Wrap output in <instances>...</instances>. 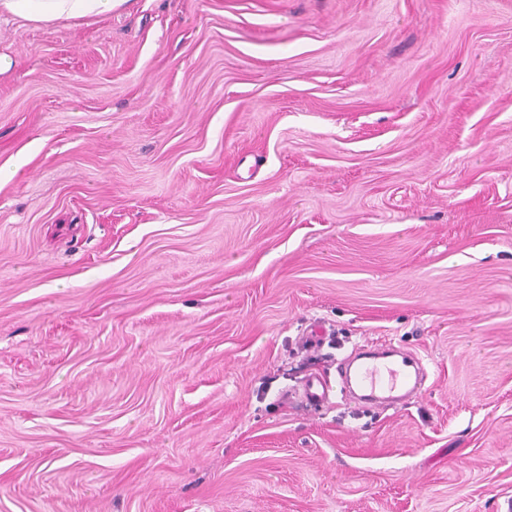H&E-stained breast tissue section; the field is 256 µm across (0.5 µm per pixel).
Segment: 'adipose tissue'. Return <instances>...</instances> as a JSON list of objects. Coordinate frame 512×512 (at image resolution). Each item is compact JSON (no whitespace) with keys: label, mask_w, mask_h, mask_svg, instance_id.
Segmentation results:
<instances>
[{"label":"adipose tissue","mask_w":512,"mask_h":512,"mask_svg":"<svg viewBox=\"0 0 512 512\" xmlns=\"http://www.w3.org/2000/svg\"><path fill=\"white\" fill-rule=\"evenodd\" d=\"M122 2L123 0H0V15L10 14L49 24L80 16L107 15Z\"/></svg>","instance_id":"1"}]
</instances>
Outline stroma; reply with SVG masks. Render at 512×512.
Returning a JSON list of instances; mask_svg holds the SVG:
<instances>
[{"instance_id":"1","label":"stroma","mask_w":512,"mask_h":512,"mask_svg":"<svg viewBox=\"0 0 512 512\" xmlns=\"http://www.w3.org/2000/svg\"><path fill=\"white\" fill-rule=\"evenodd\" d=\"M0 54V512H512V0H126ZM385 343L411 403L299 401ZM330 388V383L325 377L313 375L305 381L302 400L310 404L322 403L329 397Z\"/></svg>"}]
</instances>
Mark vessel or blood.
<instances>
[{"label":"vessel or blood","mask_w":512,"mask_h":512,"mask_svg":"<svg viewBox=\"0 0 512 512\" xmlns=\"http://www.w3.org/2000/svg\"><path fill=\"white\" fill-rule=\"evenodd\" d=\"M344 380L354 383L374 402L395 403L420 392L425 376L419 362L411 355L393 350L366 351L356 355L347 365ZM330 392L329 381L320 375L309 377L303 387L302 399L310 404L325 401Z\"/></svg>","instance_id":"b4317fda"}]
</instances>
